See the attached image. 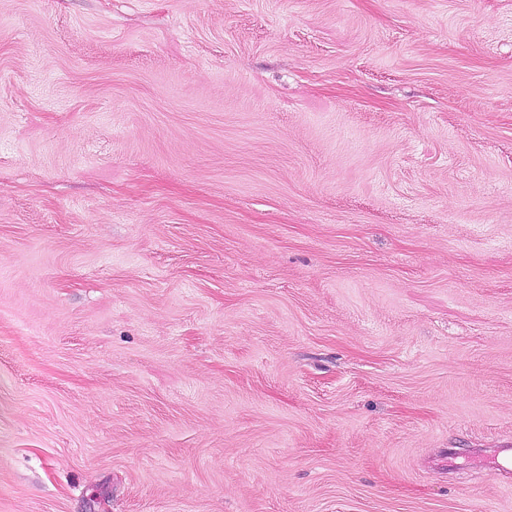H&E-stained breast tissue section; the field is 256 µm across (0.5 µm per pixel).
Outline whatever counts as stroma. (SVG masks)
<instances>
[{
    "instance_id": "stroma-1",
    "label": "stroma",
    "mask_w": 512,
    "mask_h": 512,
    "mask_svg": "<svg viewBox=\"0 0 512 512\" xmlns=\"http://www.w3.org/2000/svg\"><path fill=\"white\" fill-rule=\"evenodd\" d=\"M512 0H0V512H512Z\"/></svg>"
}]
</instances>
